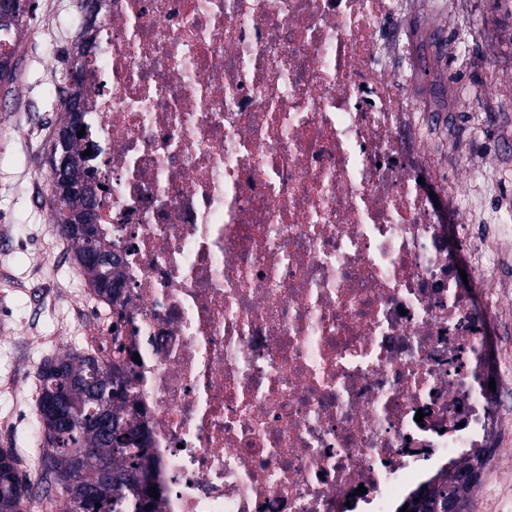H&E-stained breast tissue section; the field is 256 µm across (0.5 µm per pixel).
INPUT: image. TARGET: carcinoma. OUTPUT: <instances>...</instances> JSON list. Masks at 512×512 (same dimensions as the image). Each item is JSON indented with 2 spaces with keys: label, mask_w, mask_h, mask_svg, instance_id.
Wrapping results in <instances>:
<instances>
[{
  "label": "carcinoma",
  "mask_w": 512,
  "mask_h": 512,
  "mask_svg": "<svg viewBox=\"0 0 512 512\" xmlns=\"http://www.w3.org/2000/svg\"><path fill=\"white\" fill-rule=\"evenodd\" d=\"M27 0H17L15 16L12 22L0 24V41L14 38L20 40L23 35V20L27 14ZM74 172L86 180L91 179L85 167V156L81 139H76L73 149ZM54 219L59 224L62 233L71 241L75 250V258L89 287L109 304L117 302L114 292H104L100 285L108 276L120 279L119 275L112 274V267L119 265L120 259L113 257V266L96 270L83 260L82 242L74 237L66 224L62 223L59 207H52ZM56 363L64 364L69 373L78 377L84 374L89 363L102 366L98 377L91 387H79L72 392L73 398L86 405V412H92L94 405L89 403L92 395L98 389L112 386V397L107 402L104 415L105 424L101 426L89 425L80 427L73 432L71 441L77 445L84 455L80 471L74 472L66 452L57 454L42 448V457L50 458V464L42 466L41 481L60 490L71 504L70 512H117L119 509H129L131 512H152V505L143 501L142 478L146 477L144 460L148 449L144 448L143 439L138 429L133 426L121 413L122 404L129 398L131 381L127 372L118 365L79 354H64L48 361L39 374L40 393L37 408H42L47 392L58 382L57 374L52 369ZM106 464L115 475L109 483H101L97 489V503L95 507L85 506L75 498L72 482L95 481L101 464ZM441 490L445 494L471 500L473 493L462 489L454 481V473L448 472L441 478ZM25 494L17 459L12 450L7 449L0 455V512H36V504L31 508L23 507L22 495Z\"/></svg>",
  "instance_id": "carcinoma-1"
}]
</instances>
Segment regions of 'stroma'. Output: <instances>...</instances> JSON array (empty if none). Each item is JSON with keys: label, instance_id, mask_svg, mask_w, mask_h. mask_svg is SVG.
Here are the masks:
<instances>
[{"label": "stroma", "instance_id": "obj_1", "mask_svg": "<svg viewBox=\"0 0 512 512\" xmlns=\"http://www.w3.org/2000/svg\"><path fill=\"white\" fill-rule=\"evenodd\" d=\"M46 0H29L22 51L12 82L0 86V227L8 244L0 247V336L15 360V385L0 389V448H20L18 466L30 480L41 475L42 442L33 436L37 420L38 373L43 363L64 351V339L87 329L108 326L110 316L97 301L83 298L80 269L59 237L48 203L52 196L49 157L63 111L71 69V49L81 18L66 16L68 35L37 37L47 21ZM417 21L446 35L465 36L474 65L444 66L447 83L498 104L475 127L468 101H461L453 133V156L447 157L448 180L458 198L473 193L471 168L491 173L496 193L489 206L512 197V15L499 0H452L448 12L435 13L419 0ZM502 316L485 326L492 360L512 376L503 359L512 344V294L503 296ZM507 421L503 443L475 492L470 512H512V389L504 396Z\"/></svg>", "mask_w": 512, "mask_h": 512}]
</instances>
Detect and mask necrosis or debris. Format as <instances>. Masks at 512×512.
Wrapping results in <instances>:
<instances>
[{
    "label": "necrosis or debris",
    "mask_w": 512,
    "mask_h": 512,
    "mask_svg": "<svg viewBox=\"0 0 512 512\" xmlns=\"http://www.w3.org/2000/svg\"><path fill=\"white\" fill-rule=\"evenodd\" d=\"M410 0H105L84 65L112 335L155 512H393L494 443L483 331L512 206L462 227L442 178L456 92ZM365 494H358V487ZM466 218H467V215L464 212L460 211L457 208V206L454 205L453 210H450L448 212V229L451 232V234L453 235V238L455 239V242L457 244V247L455 250H457L459 253V262H458V266H457L458 283L461 288H467V289L474 290V292H473L474 301L477 305H481L484 300V295L480 291V288L473 281L472 273H471V265H470L471 264L470 256L467 252L460 250V248L458 247L457 239L455 237V233H454V225L458 224V222L461 220H465ZM459 269H465V273L467 274L468 284H465L463 282V280L461 279L460 274H459Z\"/></svg>",
    "instance_id": "4bbe7bcc"
}]
</instances>
